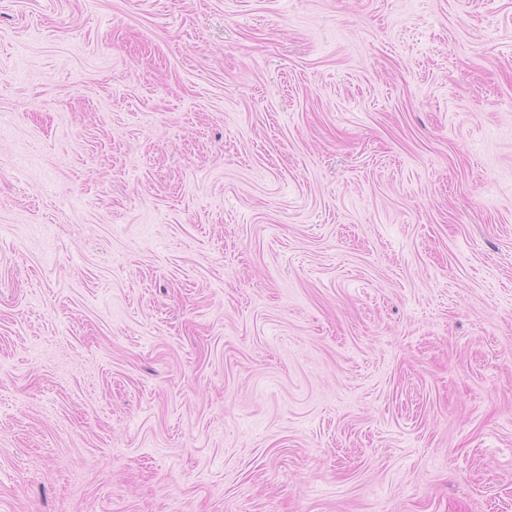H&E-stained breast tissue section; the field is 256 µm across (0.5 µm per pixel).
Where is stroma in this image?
<instances>
[{
  "label": "stroma",
  "instance_id": "obj_1",
  "mask_svg": "<svg viewBox=\"0 0 512 512\" xmlns=\"http://www.w3.org/2000/svg\"><path fill=\"white\" fill-rule=\"evenodd\" d=\"M0 512H512V0H0Z\"/></svg>",
  "mask_w": 512,
  "mask_h": 512
}]
</instances>
